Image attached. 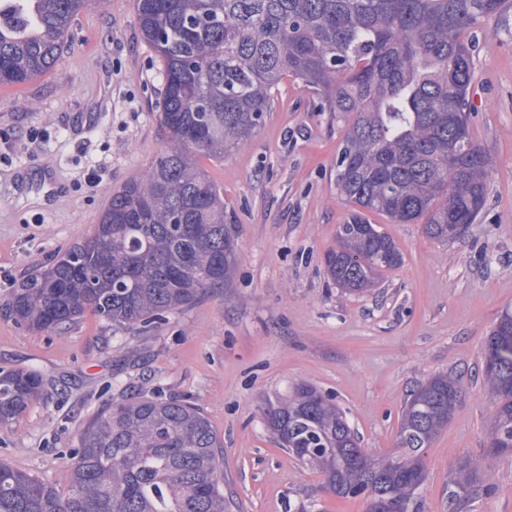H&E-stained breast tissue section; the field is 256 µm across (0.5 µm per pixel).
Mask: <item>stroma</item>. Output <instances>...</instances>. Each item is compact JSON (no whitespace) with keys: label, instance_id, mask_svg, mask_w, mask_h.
Returning <instances> with one entry per match:
<instances>
[{"label":"stroma","instance_id":"1","mask_svg":"<svg viewBox=\"0 0 512 512\" xmlns=\"http://www.w3.org/2000/svg\"><path fill=\"white\" fill-rule=\"evenodd\" d=\"M135 3L84 9L54 67L0 85V369L47 382L19 421L0 426V462L66 490L68 450L104 406L132 393L178 397L221 440L227 512H367L366 498L327 493L322 472L280 448L268 405L312 384L334 397L362 447L385 457L398 448L409 395L451 375L461 402L423 452L416 496L417 512H449L456 467L488 452L496 400L483 348L512 311V8L472 42L470 132L495 165L461 236L443 241L424 224L371 215L402 264L361 295L331 284L323 255L351 214L336 184L349 125L290 77L243 148L199 160L236 223L239 259L224 287L147 329L89 312L64 333L34 331L5 308L13 283L86 238L113 191L167 147L163 63L140 34ZM482 484L464 512H512V454L491 458Z\"/></svg>","mask_w":512,"mask_h":512}]
</instances>
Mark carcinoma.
Wrapping results in <instances>:
<instances>
[{
	"instance_id": "cac0c4a2",
	"label": "carcinoma",
	"mask_w": 512,
	"mask_h": 512,
	"mask_svg": "<svg viewBox=\"0 0 512 512\" xmlns=\"http://www.w3.org/2000/svg\"><path fill=\"white\" fill-rule=\"evenodd\" d=\"M94 0H0V84L50 69L74 16ZM506 0H136L143 39L163 62L159 123L168 147L112 192L84 240L12 288L15 321L61 332L86 312L148 328L224 285L237 262L236 224L224 191L199 166L223 159L262 124L288 76L319 110L349 121L336 183L353 207L324 256L349 294L402 263L393 239L366 214L396 224L425 220L450 240L476 223L490 153L475 144L465 111L470 32ZM497 401L490 455L512 452V313L484 347ZM34 370L0 372V426L44 393ZM462 394L439 375L402 410L399 451L378 459L333 400L309 383L267 409L268 427L299 462L325 474L338 497L364 495L369 512H409L426 480L423 448L448 424ZM219 437L194 404L133 395L90 421L70 449L59 491L0 463V512H225ZM482 459L455 471L451 503L478 491Z\"/></svg>"
}]
</instances>
